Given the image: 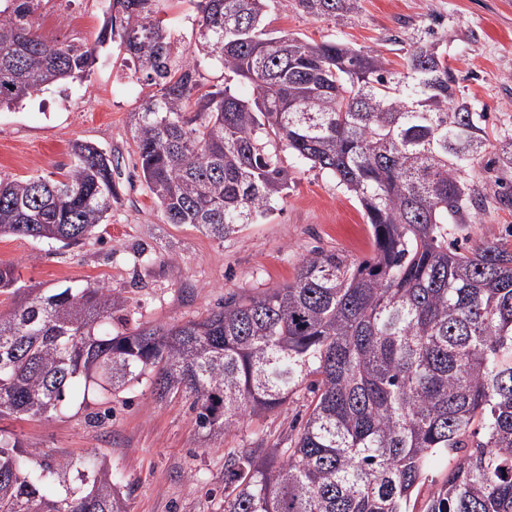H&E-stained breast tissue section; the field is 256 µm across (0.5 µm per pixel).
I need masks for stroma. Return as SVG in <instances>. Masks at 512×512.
Listing matches in <instances>:
<instances>
[{
	"mask_svg": "<svg viewBox=\"0 0 512 512\" xmlns=\"http://www.w3.org/2000/svg\"><path fill=\"white\" fill-rule=\"evenodd\" d=\"M162 10L176 50L192 53L198 32L192 0H162ZM106 18L99 0H43L38 34L85 42L97 60L87 77L0 110L2 178H58L76 139L111 153L118 164L112 208L79 246L0 238V263L14 265L22 285L42 291L109 287L123 303L112 330L124 333L196 320L227 295L280 287L316 252L332 251L352 263L372 257L370 229L354 198L330 173L288 153L281 156L293 178L287 196L242 232L217 239L167 223L141 179L131 125L156 87L136 70L120 38L98 43ZM265 24L278 35L376 50L393 71L402 70L412 49L436 44L456 76L459 97L489 114L482 163L473 174L487 198L465 223L454 225L451 238L474 247L512 236V206L496 198L498 188L512 187V170L493 164L503 136L512 134V0H360L358 10L336 21L273 0ZM311 400L308 389H300L274 411L212 435L196 427L188 397L157 399L145 380L115 392L107 418H100L102 406L93 401L57 418L7 417L0 429L53 459L105 462L121 476L129 512H224L227 452L285 442Z\"/></svg>",
	"mask_w": 512,
	"mask_h": 512,
	"instance_id": "obj_1",
	"label": "stroma"
}]
</instances>
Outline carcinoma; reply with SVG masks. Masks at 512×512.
<instances>
[{
    "label": "carcinoma",
    "instance_id": "carcinoma-1",
    "mask_svg": "<svg viewBox=\"0 0 512 512\" xmlns=\"http://www.w3.org/2000/svg\"><path fill=\"white\" fill-rule=\"evenodd\" d=\"M42 0H0V107L83 77L95 49L37 34ZM160 0H111L121 38L156 87L133 114L141 174L170 224L218 238L272 213L287 152L336 178L371 225L374 254L304 259L292 282L232 294L206 317L129 333L104 286H19L0 263V418H52L152 376L192 398L221 434L283 405L310 412L286 448L230 451L224 512H409L435 457L457 458L422 512H512V244L465 249L448 226L484 204L470 180L488 114L456 99L442 53L422 46L393 72L374 50L267 36L271 0H194L197 50L248 83L201 92L196 58H173ZM316 18L359 0H282ZM58 180L0 179V237L78 245L116 196L112 160L75 140ZM0 433V512H128L106 464L36 462Z\"/></svg>",
    "mask_w": 512,
    "mask_h": 512
}]
</instances>
